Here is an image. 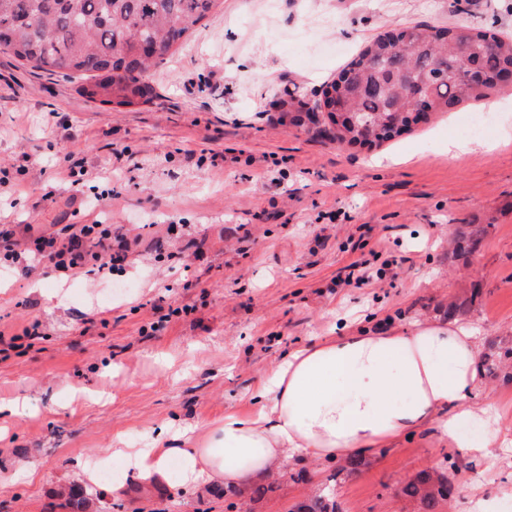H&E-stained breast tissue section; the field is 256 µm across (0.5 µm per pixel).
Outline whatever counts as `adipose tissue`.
I'll list each match as a JSON object with an SVG mask.
<instances>
[{
	"label": "adipose tissue",
	"mask_w": 512,
	"mask_h": 512,
	"mask_svg": "<svg viewBox=\"0 0 512 512\" xmlns=\"http://www.w3.org/2000/svg\"><path fill=\"white\" fill-rule=\"evenodd\" d=\"M480 352L472 328L455 321L328 336L288 351L256 390L257 411L225 410L205 446L158 439L112 454L143 479H166L175 464L185 481L224 486L245 485L292 453L345 458L429 429L492 460L512 447V431L494 405L471 400ZM472 420L487 426L481 441L463 430Z\"/></svg>",
	"instance_id": "1"
}]
</instances>
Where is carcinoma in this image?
I'll use <instances>...</instances> for the list:
<instances>
[{
    "label": "carcinoma",
    "mask_w": 512,
    "mask_h": 512,
    "mask_svg": "<svg viewBox=\"0 0 512 512\" xmlns=\"http://www.w3.org/2000/svg\"><path fill=\"white\" fill-rule=\"evenodd\" d=\"M216 0H0V52L32 70L92 80L83 87L89 98L104 96L118 105H129L137 96L152 98L151 67L164 60L194 27L211 13ZM413 44L375 38L336 79L325 85L344 96L358 89L350 104L361 121L378 133L371 143L393 140L410 127L408 114L417 104L408 96L410 82L426 78L424 105L441 112L448 101L477 95L496 86L494 78L512 66V41L491 30L420 24L411 27ZM473 61L486 72L480 84L467 83L458 72L448 71L460 61ZM486 234L480 224L455 239L459 256L473 254ZM474 288L462 302L448 304L453 319L479 300ZM512 365V339L491 342L478 368L493 379L512 380L504 369ZM363 464L359 456L345 458L330 475L355 472ZM453 476L445 469H422L401 488L403 496L415 499L422 512H438L448 500ZM290 512H339L333 488L299 502Z\"/></svg>",
    "instance_id": "cac0c4a2"
}]
</instances>
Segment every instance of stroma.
<instances>
[{
  "label": "stroma",
  "mask_w": 512,
  "mask_h": 512,
  "mask_svg": "<svg viewBox=\"0 0 512 512\" xmlns=\"http://www.w3.org/2000/svg\"><path fill=\"white\" fill-rule=\"evenodd\" d=\"M417 24L512 35V0H218L152 69L154 97L134 106L88 98L81 80L0 53V170L21 173L0 214L49 232L98 221L128 241L123 269L106 279L0 268V333L19 343L0 359V398L25 406L0 414V512H290L334 462L291 457L261 476L274 490L257 499L250 485L181 486L176 468L168 482L141 481L112 442L140 448L168 429L208 441L225 408L252 411L250 392L289 350L443 321L449 300L474 287L481 300L461 322L484 345L512 338V149L492 146L512 127V89L484 90L372 147L336 143L300 119L360 48ZM487 99L508 111L449 160V141L473 138ZM68 153L92 180L70 185L58 164ZM465 224L488 231L463 263L449 234ZM358 235L390 275L337 287ZM194 237L203 255L185 250ZM158 241L181 262L158 259ZM34 321L42 335L31 341L22 330ZM448 455L459 491L440 512H472L481 497L512 512L511 452L490 463L427 432L364 454L336 498L343 512H421L400 488ZM92 460L111 478L85 480ZM301 469L306 482H294Z\"/></svg>",
  "instance_id": "35a3bbf8"
}]
</instances>
